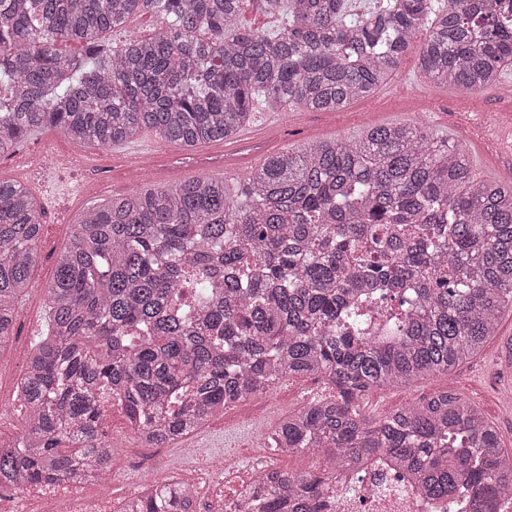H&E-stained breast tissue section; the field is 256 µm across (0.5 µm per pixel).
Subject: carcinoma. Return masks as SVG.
Wrapping results in <instances>:
<instances>
[{"label": "carcinoma", "mask_w": 512, "mask_h": 512, "mask_svg": "<svg viewBox=\"0 0 512 512\" xmlns=\"http://www.w3.org/2000/svg\"><path fill=\"white\" fill-rule=\"evenodd\" d=\"M250 0H0V153L53 128L107 148L150 131L185 147L227 141L253 103L337 112L371 95L420 28L437 84L493 86L512 63V0H264L276 29L245 28ZM144 10L154 33L106 38ZM83 46L65 53L61 43ZM37 205L0 180V350L39 255ZM46 333L18 383L22 433L0 439V480L101 471L106 389L153 441L294 378L336 398L285 416L268 448L324 458L319 474L258 477L240 512H323L336 472L384 452L421 497L497 512L512 455L454 391L369 421L368 392L448 374L512 309V181L479 177L421 123L267 157L241 183L143 186L89 207L46 288ZM172 485L143 512H177Z\"/></svg>", "instance_id": "cac0c4a2"}]
</instances>
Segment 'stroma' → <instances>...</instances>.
<instances>
[{"label": "stroma", "instance_id": "stroma-1", "mask_svg": "<svg viewBox=\"0 0 512 512\" xmlns=\"http://www.w3.org/2000/svg\"><path fill=\"white\" fill-rule=\"evenodd\" d=\"M497 90L463 92L437 88L422 75L419 48L411 46L398 69L370 96L338 112L306 109L290 111L280 133L261 131L263 103H256L249 124L254 135L231 145L205 143L187 148L143 132L127 144L98 148L47 130L20 147L0 155V177L23 176L22 163L43 153V166L57 167L61 155L76 153L95 158L97 167L74 179L66 177L52 186L29 181L42 224L40 259L32 271L33 287L24 302L11 344L0 351V372L23 370L34 342L46 330L45 290L54 277L56 260L74 231L73 218L88 207L126 195L143 184L165 185L178 180L219 177L231 181L247 177L252 168L283 148H296L316 140L360 136L368 127L420 122L434 138L460 145L476 169L495 179L512 170V121H489L488 113H501ZM512 338V311H505L496 334L474 358L449 374L430 377L410 387L376 390L360 402L361 414L373 420L444 390H454L475 403L498 429L504 452H512V359L503 345ZM290 400L268 410L259 397L239 406L243 418L264 410L253 429L263 433L312 396V380L288 385Z\"/></svg>", "mask_w": 512, "mask_h": 512}]
</instances>
